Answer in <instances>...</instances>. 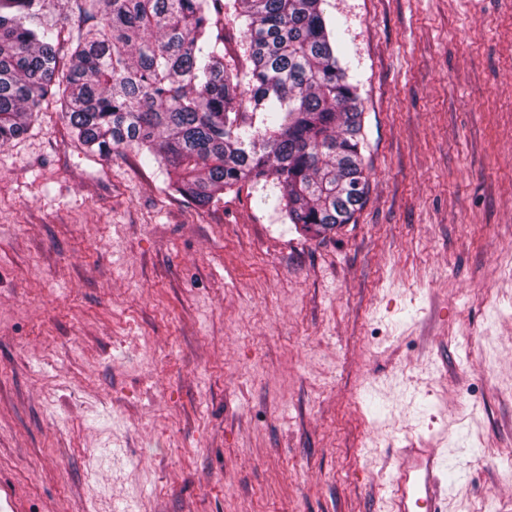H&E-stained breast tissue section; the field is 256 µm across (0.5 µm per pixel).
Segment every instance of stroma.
<instances>
[{
	"label": "stroma",
	"instance_id": "obj_1",
	"mask_svg": "<svg viewBox=\"0 0 512 512\" xmlns=\"http://www.w3.org/2000/svg\"><path fill=\"white\" fill-rule=\"evenodd\" d=\"M364 112L356 221L203 206L52 101L0 147V512H512V0H326ZM437 468L438 457L430 449L413 448L406 454L396 480V512H444L435 476Z\"/></svg>",
	"mask_w": 512,
	"mask_h": 512
}]
</instances>
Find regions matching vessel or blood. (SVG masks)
Segmentation results:
<instances>
[{
  "label": "vessel or blood",
  "mask_w": 512,
  "mask_h": 512,
  "mask_svg": "<svg viewBox=\"0 0 512 512\" xmlns=\"http://www.w3.org/2000/svg\"><path fill=\"white\" fill-rule=\"evenodd\" d=\"M436 453L411 449L403 458L395 490V512H442L440 487L435 472Z\"/></svg>",
  "instance_id": "1"
}]
</instances>
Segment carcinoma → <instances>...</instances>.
I'll list each match as a JSON object with an SVG mask.
<instances>
[{"mask_svg":"<svg viewBox=\"0 0 512 512\" xmlns=\"http://www.w3.org/2000/svg\"><path fill=\"white\" fill-rule=\"evenodd\" d=\"M52 2L0 0V146L53 95L83 149L170 166L195 204L264 181L306 232L351 223L368 186L363 112L324 0H68L95 20L75 29Z\"/></svg>","mask_w":512,"mask_h":512,"instance_id":"carcinoma-1","label":"carcinoma"}]
</instances>
